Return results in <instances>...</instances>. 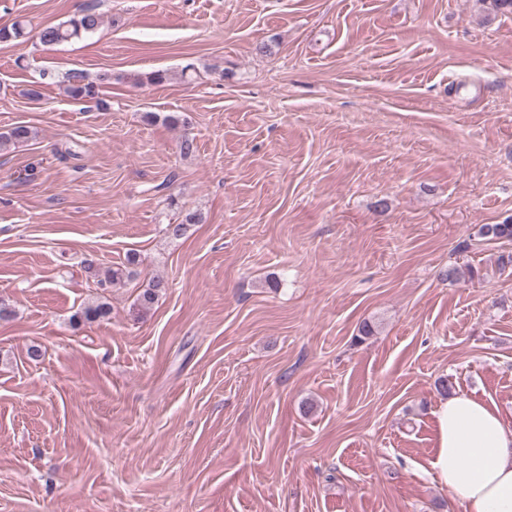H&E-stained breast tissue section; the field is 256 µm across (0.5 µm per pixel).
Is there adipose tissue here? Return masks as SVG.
Instances as JSON below:
<instances>
[{
    "label": "adipose tissue",
    "mask_w": 512,
    "mask_h": 512,
    "mask_svg": "<svg viewBox=\"0 0 512 512\" xmlns=\"http://www.w3.org/2000/svg\"><path fill=\"white\" fill-rule=\"evenodd\" d=\"M440 446L433 462L466 512H512V426L469 395H450L437 410Z\"/></svg>",
    "instance_id": "obj_1"
}]
</instances>
